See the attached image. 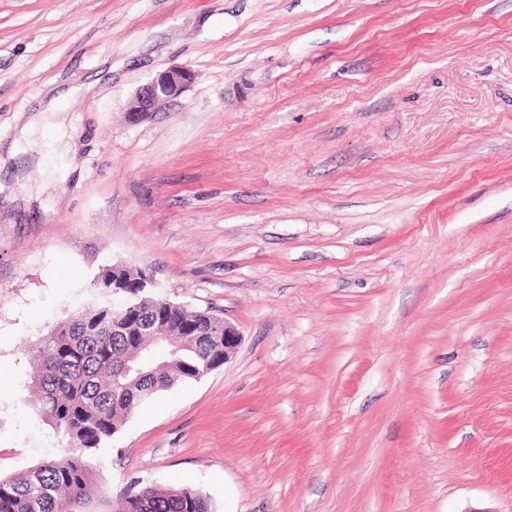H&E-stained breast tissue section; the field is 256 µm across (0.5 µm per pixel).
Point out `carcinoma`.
<instances>
[{
    "instance_id": "obj_1",
    "label": "carcinoma",
    "mask_w": 512,
    "mask_h": 512,
    "mask_svg": "<svg viewBox=\"0 0 512 512\" xmlns=\"http://www.w3.org/2000/svg\"><path fill=\"white\" fill-rule=\"evenodd\" d=\"M144 271H102L95 288L125 286L141 323L164 322L167 337L179 343L168 358L152 354L155 337L137 327L112 334V303L87 306L50 330L31 351L37 369L33 395L68 454L9 478H0V512H111L108 491L91 495L98 471L92 459L123 427L134 406L177 382L199 380L208 366L224 364V319L208 310L164 306L147 295ZM139 353L136 371L121 372L125 359ZM122 512H213L210 499L185 487L160 491L143 486L124 496Z\"/></svg>"
}]
</instances>
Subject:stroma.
<instances>
[{
  "instance_id": "stroma-1",
  "label": "stroma",
  "mask_w": 512,
  "mask_h": 512,
  "mask_svg": "<svg viewBox=\"0 0 512 512\" xmlns=\"http://www.w3.org/2000/svg\"><path fill=\"white\" fill-rule=\"evenodd\" d=\"M115 263L240 343L99 449L113 502L512 512V0H0L1 478L65 453L29 351ZM193 78V72L183 66H173L158 73L137 90L129 109L132 120L139 121L174 102L189 87ZM123 501V512H213L210 499L190 487L160 491L143 486L128 492Z\"/></svg>"
}]
</instances>
